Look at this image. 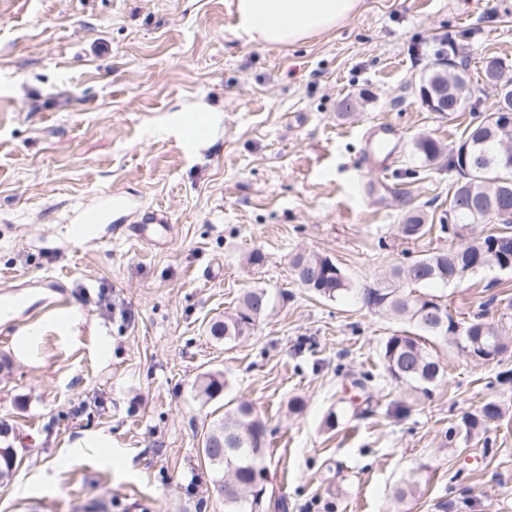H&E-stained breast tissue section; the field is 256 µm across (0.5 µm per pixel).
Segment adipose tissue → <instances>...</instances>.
Here are the masks:
<instances>
[{
  "label": "adipose tissue",
  "instance_id": "ef3b65f1",
  "mask_svg": "<svg viewBox=\"0 0 512 512\" xmlns=\"http://www.w3.org/2000/svg\"><path fill=\"white\" fill-rule=\"evenodd\" d=\"M360 0H235L239 28L265 45L308 41L353 17Z\"/></svg>",
  "mask_w": 512,
  "mask_h": 512
}]
</instances>
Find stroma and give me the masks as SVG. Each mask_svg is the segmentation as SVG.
Here are the masks:
<instances>
[{
    "instance_id": "stroma-1",
    "label": "stroma",
    "mask_w": 512,
    "mask_h": 512,
    "mask_svg": "<svg viewBox=\"0 0 512 512\" xmlns=\"http://www.w3.org/2000/svg\"><path fill=\"white\" fill-rule=\"evenodd\" d=\"M451 47L475 107L447 117L417 88ZM492 57L512 65V0H361L289 47L240 36L233 0H0V277L27 280L35 311L0 315V428L17 451L0 512H224L202 448L230 400L267 427V512H512V356L476 362L437 338L442 380L426 394L400 386L380 347L403 322L314 296L290 266L320 253L359 288L448 246L438 224L457 174L420 166L412 145L458 142L492 101ZM347 97L358 106L344 115ZM202 103L189 147L181 124ZM382 124L401 134L397 161L357 169ZM112 193L128 209L99 241L76 240V211ZM148 207L170 217L165 248L129 232ZM415 210L432 230L412 241L397 226ZM254 250L262 267L243 262ZM52 276L79 313L64 334L42 283ZM256 285L276 294L275 312L233 345L209 337ZM432 293L459 326L480 313L512 328V271ZM35 323L40 341L17 354L13 330ZM212 371L226 386L207 402L197 385ZM488 402L501 418L466 440L462 416ZM90 432L111 448L55 468ZM416 469L418 491L396 500Z\"/></svg>"
}]
</instances>
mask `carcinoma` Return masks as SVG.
<instances>
[{"label":"carcinoma","mask_w":512,"mask_h":512,"mask_svg":"<svg viewBox=\"0 0 512 512\" xmlns=\"http://www.w3.org/2000/svg\"><path fill=\"white\" fill-rule=\"evenodd\" d=\"M452 82L453 94L458 101L455 111H461L471 98L470 78L466 67L452 64V70L441 67L426 72L420 85L444 87ZM501 118L493 112H474L463 130L457 148H468L483 163L480 172L465 171L458 166L455 151L441 141L422 136L414 141L413 151L425 164L448 159V168L456 171L458 179L448 192V205L455 209L453 223L448 231L468 228L461 237L455 253L436 249L415 260V265L393 264L376 282L375 289L365 288L362 303L370 310L395 319L409 322L416 332L397 331L387 337L381 346L382 363L391 378L400 384L428 391L438 382L444 367L423 342V336H452L456 323L434 296L422 292L424 288L445 285L450 280H462L485 268L499 267L504 262L512 264V250L501 253L493 250L495 241L512 239V194H499L495 180L498 177L512 180L511 171L496 170L497 162L507 153L512 154V133L499 129ZM487 204L496 209L486 222L487 228L474 231L476 220L473 208ZM423 212H413L399 225V232L406 239L417 240L430 231ZM292 270L302 287L328 299L344 298L352 291L343 270L328 256L314 253H297L291 259ZM276 295L265 287L246 290L239 298L235 312L210 323L209 336L217 341L234 342L248 336L255 326L276 308ZM478 346H493L498 352L512 348V336L505 327L483 320L477 315L462 335L459 351H472ZM224 375L220 372L204 376L197 387V394L210 401L224 392ZM499 406L488 402L477 414L462 417L464 437L479 435L482 426L501 418ZM266 426L247 402H239L224 411V417L211 425L204 438L203 454L216 474L215 482L232 486L224 494V512H265L267 485L259 478L266 472L263 461L266 455ZM16 463V451L0 447V480L10 477ZM422 469H417L396 489L395 497L403 500L416 493L421 483Z\"/></svg>","instance_id":"obj_1"}]
</instances>
